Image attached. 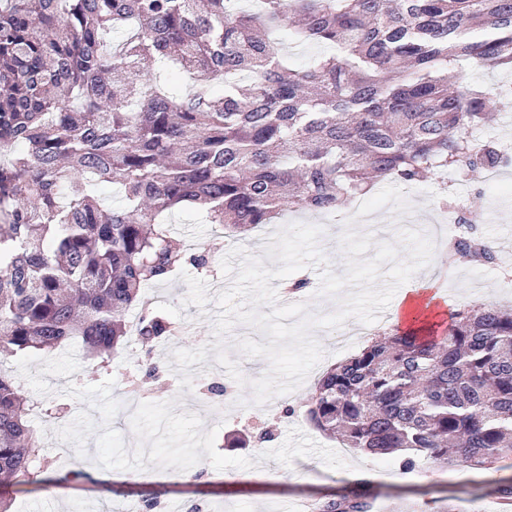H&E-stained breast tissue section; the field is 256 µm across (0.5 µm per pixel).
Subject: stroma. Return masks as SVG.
<instances>
[{
	"label": "stroma",
	"instance_id": "obj_1",
	"mask_svg": "<svg viewBox=\"0 0 512 512\" xmlns=\"http://www.w3.org/2000/svg\"><path fill=\"white\" fill-rule=\"evenodd\" d=\"M455 184L453 174L438 170L424 182L405 187L406 200L415 212L407 216L387 206L372 213V223L381 227L380 241L399 245L400 260H407L408 251L401 246L402 230H419L425 215L435 222H446L447 217L436 202L447 187ZM459 187L465 195L466 208L477 216L473 225L475 233L495 244L499 259L487 269L471 264L459 266L445 279L437 277L438 264L434 261L418 271L415 278L424 286L422 300H429L434 294L439 297L438 306L431 309L435 315L443 314L451 307L502 305L500 285L512 281V164L499 167L494 178H482ZM168 223L171 237L179 247L192 252L202 248L209 251L213 271L206 282L211 298L233 283L232 277L221 270V261L232 248L239 246L249 255L259 256L268 237L291 223L322 226L324 232L319 246L329 267L338 275L345 271V254L341 246L344 230L330 217L289 212L272 223L252 229L239 241L226 237L224 229L218 225L200 223L193 212H174ZM187 291L186 284L178 276L142 290L141 304L163 310L180 323L181 328L175 336L150 347L129 340L119 349L110 371L97 370L94 360L86 357L75 343L57 354L38 352L0 356V370L19 378L30 403L61 409L58 419L35 425L36 431L47 442L42 452L52 459L53 467L29 481L7 485L11 512H103L105 503L116 507L123 505L125 499L108 498L102 491L101 484L105 481L126 482L129 499L135 501L154 492L160 493L165 505L163 512H186L188 501L194 498L204 499L209 512H285L293 503L303 500L317 503L335 494L336 490L359 484L374 495V512H501V502L489 494L487 484L490 478L508 477L512 474L508 470L489 475L461 467L452 471L436 468L425 475H410L396 468L390 476L383 478L376 472L377 460L340 447L336 439L315 429L304 415V406L323 372L382 334L394 315L399 296H392L384 316L371 324H363L355 317L348 318L344 326L351 329L353 335L347 345H338L331 329H314L312 335L323 351L316 367L296 390L256 405L252 402L251 388L235 387L225 367L214 359L216 304L211 301L203 309L185 305ZM244 338L262 344L267 338L244 324L234 325L222 337L231 360L237 362L244 377L253 380L265 374L269 364L264 358L248 357L237 349V342ZM201 346L206 347L208 357L204 362L190 366L195 382L236 389L233 401L224 403L219 409L208 408L202 418L203 428L216 430L215 447L219 453L255 459L256 467L219 471L203 460L197 470L168 468L155 476L147 469L131 473L98 467L95 463L97 437L93 434L87 437L80 452L73 444L62 441L57 446H50L49 441L56 431L72 423L79 413L78 399L64 393L67 385H96L111 376L116 380L113 396L119 400L124 396L122 384L125 378L150 364L157 365L158 377L150 384L145 401L158 403L174 399L178 402L177 412L195 411L201 404L199 394L180 391L172 352ZM273 417L278 420L273 439L257 442L256 435L264 421ZM294 429L317 444L338 451L347 463L346 468H328L315 455L294 458L287 466L263 459V452L280 446ZM77 470L90 473V480L57 482V475Z\"/></svg>",
	"mask_w": 512,
	"mask_h": 512
}]
</instances>
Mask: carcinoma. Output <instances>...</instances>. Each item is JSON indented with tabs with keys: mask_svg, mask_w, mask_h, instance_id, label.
<instances>
[{
	"mask_svg": "<svg viewBox=\"0 0 512 512\" xmlns=\"http://www.w3.org/2000/svg\"><path fill=\"white\" fill-rule=\"evenodd\" d=\"M0 0V353L81 342L107 367L129 335L167 336L140 289L191 267L166 218L192 209L235 237L286 209L333 215L389 177L459 182L512 161L470 130L512 86L474 89L475 61L512 69V0ZM333 51L296 67L271 38ZM194 81L169 92L168 71ZM118 186L108 206L98 186ZM496 251L471 235L448 264ZM416 327L327 370L307 418L405 470L512 460V309L415 315ZM29 401L0 370V479L49 469ZM367 491L320 512H373Z\"/></svg>",
	"mask_w": 512,
	"mask_h": 512,
	"instance_id": "cac0c4a2",
	"label": "carcinoma"
}]
</instances>
